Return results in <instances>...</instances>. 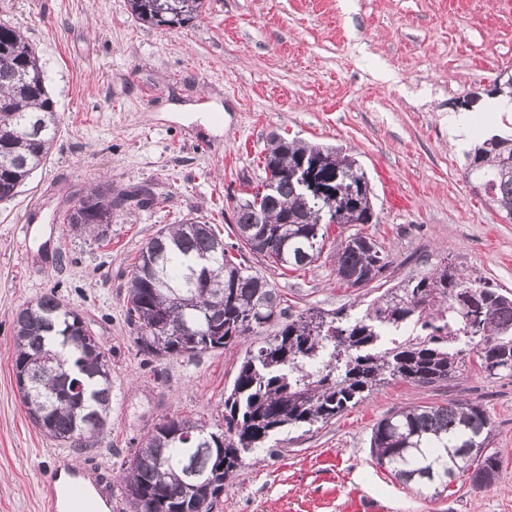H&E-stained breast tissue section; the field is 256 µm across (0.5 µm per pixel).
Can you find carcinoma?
Listing matches in <instances>:
<instances>
[{
  "label": "carcinoma",
  "instance_id": "carcinoma-1",
  "mask_svg": "<svg viewBox=\"0 0 512 512\" xmlns=\"http://www.w3.org/2000/svg\"><path fill=\"white\" fill-rule=\"evenodd\" d=\"M203 0H127L131 14L152 26L185 27ZM61 126L45 71L26 32L0 21V201H9L50 153ZM512 139L492 137L468 153L465 175L512 219V173L501 166ZM265 180L234 206L237 243L213 225L184 218L157 231L140 250L127 281L126 315L139 351L156 359L196 358L255 336L231 390L224 425L168 418L131 449L119 491L130 512H213L243 458L285 430L326 425L375 388L400 381L445 382L476 359L487 377L512 376V293L451 265L386 289L365 310L293 312L267 277L233 260L241 245L276 266L298 271L321 257L328 226L343 206L355 224H376L369 182L356 161L332 147L270 137ZM153 193L131 187L112 193L100 183L69 209L74 236L106 238L112 217ZM391 261L377 240L356 230L336 247V277L364 288ZM191 302L180 312L176 300ZM169 313L190 333L185 344L154 330ZM13 373L28 419L48 439L76 452L97 445L112 403V370L87 323L56 289L14 317ZM420 333L383 343L409 325ZM274 329L271 336L265 335ZM485 409L450 399L405 407L378 421L369 448L377 465L418 492L441 497L462 475L472 487L494 486L501 458L491 448Z\"/></svg>",
  "mask_w": 512,
  "mask_h": 512
}]
</instances>
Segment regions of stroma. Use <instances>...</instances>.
Returning <instances> with one entry per match:
<instances>
[{"label":"stroma","instance_id":"35a3bbf8","mask_svg":"<svg viewBox=\"0 0 512 512\" xmlns=\"http://www.w3.org/2000/svg\"><path fill=\"white\" fill-rule=\"evenodd\" d=\"M26 30L61 114L43 167L0 202V512H44L39 474L54 461L90 470L114 504L124 456L165 416L222 423L244 346L188 359L140 353L124 305L140 249L169 224L198 216L234 242L233 208L256 191L271 133L356 159L372 189L380 242L398 282L453 265L512 291V219L465 179L466 154L512 138V112L484 104L512 74V6L504 0H204L188 26L143 23L126 0H0V19ZM145 185L154 202L114 217L106 240L63 222L89 187ZM33 224L32 237L23 227ZM324 256L287 271L246 260L293 307L367 305ZM64 263H57V256ZM81 312L112 365V406L100 444L77 454L28 419L12 370L13 318L49 289ZM461 398L486 410L504 481L452 495L420 494L376 465L374 424L402 407ZM512 512V377L466 366L436 386L391 382L327 425L269 440L225 487L214 512Z\"/></svg>","mask_w":512,"mask_h":512}]
</instances>
